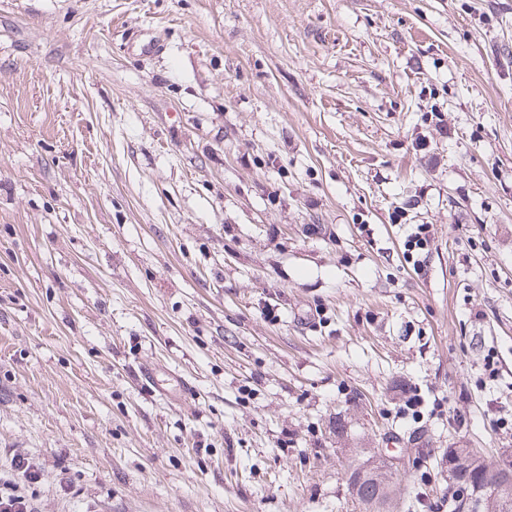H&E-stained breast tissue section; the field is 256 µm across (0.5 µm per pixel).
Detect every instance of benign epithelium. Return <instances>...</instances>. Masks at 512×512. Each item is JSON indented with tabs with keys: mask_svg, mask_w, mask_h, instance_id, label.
Wrapping results in <instances>:
<instances>
[{
	"mask_svg": "<svg viewBox=\"0 0 512 512\" xmlns=\"http://www.w3.org/2000/svg\"><path fill=\"white\" fill-rule=\"evenodd\" d=\"M377 466H362L350 475V485L359 487L365 476L392 465V460L377 451ZM448 472L455 476V512H488L487 504L498 490L512 482V459L501 463L485 461L471 448L448 449Z\"/></svg>",
	"mask_w": 512,
	"mask_h": 512,
	"instance_id": "1",
	"label": "benign epithelium"
}]
</instances>
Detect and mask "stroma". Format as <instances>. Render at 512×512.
Instances as JSON below:
<instances>
[{
    "instance_id": "stroma-1",
    "label": "stroma",
    "mask_w": 512,
    "mask_h": 512,
    "mask_svg": "<svg viewBox=\"0 0 512 512\" xmlns=\"http://www.w3.org/2000/svg\"><path fill=\"white\" fill-rule=\"evenodd\" d=\"M380 448L392 512L512 453V0H0V475L366 512ZM429 241V226L426 224L417 225L416 231L410 234L405 244L407 259L413 261L414 265L418 264L420 259H417V257L420 251L426 249ZM414 256H416V258Z\"/></svg>"
}]
</instances>
